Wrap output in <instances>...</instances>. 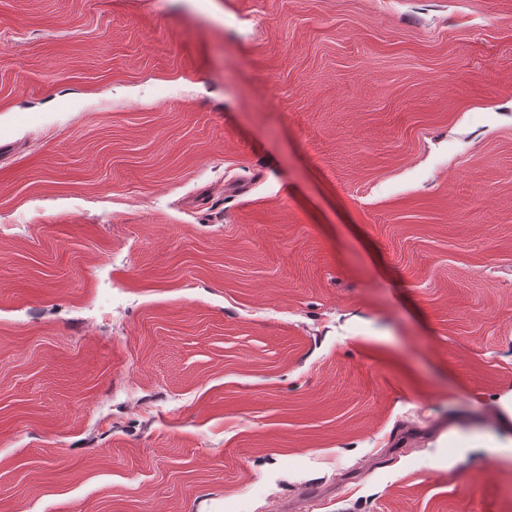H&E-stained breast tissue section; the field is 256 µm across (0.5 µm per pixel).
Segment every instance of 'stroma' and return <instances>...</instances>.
Returning <instances> with one entry per match:
<instances>
[{"label":"stroma","mask_w":512,"mask_h":512,"mask_svg":"<svg viewBox=\"0 0 512 512\" xmlns=\"http://www.w3.org/2000/svg\"><path fill=\"white\" fill-rule=\"evenodd\" d=\"M511 402L512 0H0V512H512Z\"/></svg>","instance_id":"1"}]
</instances>
